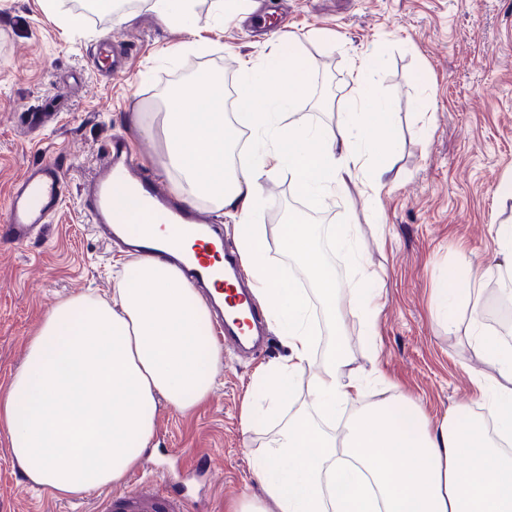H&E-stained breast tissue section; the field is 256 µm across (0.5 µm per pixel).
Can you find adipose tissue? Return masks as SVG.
<instances>
[{
  "instance_id": "obj_1",
  "label": "adipose tissue",
  "mask_w": 512,
  "mask_h": 512,
  "mask_svg": "<svg viewBox=\"0 0 512 512\" xmlns=\"http://www.w3.org/2000/svg\"><path fill=\"white\" fill-rule=\"evenodd\" d=\"M168 29L191 30L197 0H148ZM298 39L284 35L276 54L240 68V112L224 111L222 74L204 70L161 96V112L135 109L139 134H161L164 171L188 204L209 205L238 218L243 268L253 293L275 323L285 358L257 374L258 394L269 411L306 382L315 414L289 417L257 469L261 494L232 502L227 512H512V351L489 342L482 329L483 276L465 264L448 273L463 284L441 316L449 333L468 336L485 365L479 381L490 391L497 439L457 409L428 419L414 403L388 394L350 415L335 431L337 414L358 399L369 380L357 373L344 345L316 372L308 367L315 336L307 296L268 265L267 237L259 216L262 185L288 175L295 194L319 207L325 194L361 184L376 209L393 168L388 106L370 89L372 57L354 64L355 86L336 126H305L291 116L311 94L312 69L294 54ZM260 149L236 162L241 130ZM361 254L347 225L317 233L292 224L286 251L305 267L324 309L360 313L374 333L379 297L369 274L349 296L323 261V244ZM207 303L181 272L159 258L124 265L111 301L82 295L50 309L27 347L24 365L0 394V425L11 456L32 488L67 497L123 482L148 449L159 403L186 414L213 389L220 350L204 338Z\"/></svg>"
}]
</instances>
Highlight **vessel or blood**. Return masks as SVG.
I'll list each match as a JSON object with an SVG mask.
<instances>
[{"mask_svg": "<svg viewBox=\"0 0 512 512\" xmlns=\"http://www.w3.org/2000/svg\"><path fill=\"white\" fill-rule=\"evenodd\" d=\"M133 189L144 201L143 221L158 220L180 225L185 236L194 238L193 251L182 250L174 240L143 237L133 244V252L147 255L165 252L185 272L195 288L208 298L214 309L212 323L216 336L225 344L242 346L244 337L260 336L266 324L252 304L241 258L235 249H216L215 227L198 210L183 208L157 179L138 165L125 140L110 139L93 176L82 193L81 210L89 223L97 225L109 243L123 241L125 222L113 207L120 193ZM62 171L53 161L30 166L13 184L0 213V238L13 244L39 234L63 203ZM189 493L173 494L161 489H135L104 496L106 512H188Z\"/></svg>", "mask_w": 512, "mask_h": 512, "instance_id": "vessel-or-blood-1", "label": "vessel or blood"}]
</instances>
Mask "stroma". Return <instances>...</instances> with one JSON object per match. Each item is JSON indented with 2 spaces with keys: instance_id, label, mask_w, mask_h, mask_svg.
Masks as SVG:
<instances>
[{
  "instance_id": "35a3bbf8",
  "label": "stroma",
  "mask_w": 512,
  "mask_h": 512,
  "mask_svg": "<svg viewBox=\"0 0 512 512\" xmlns=\"http://www.w3.org/2000/svg\"><path fill=\"white\" fill-rule=\"evenodd\" d=\"M258 3L251 20L266 26L254 32L242 21L212 26L211 0H199L192 34L164 28L143 0H131L123 25L91 16L87 34L73 35L45 18L39 0H0V206L28 167L45 159L61 167L65 191L62 210L40 236L22 245L0 242V390L23 365L46 311L82 294L111 298L114 274L129 259L78 213L81 184L110 137H124L146 171L163 178L159 141L143 139L127 123L133 108L154 103L161 90L204 67L237 77L242 60L275 47L281 27L300 36L296 50L312 66V97L296 114L301 123L342 119L360 55L378 58L374 87L389 105L392 183L376 211L367 210L358 185L326 199L320 210L324 224L354 225L381 294L375 336H366L358 313L343 315L353 368L378 369L399 398L436 421L482 406L475 376L483 365L465 336L449 335L436 290L451 268L481 269L483 327L512 348V325L501 331L493 324L512 275L491 260L493 225L512 221V198L498 192L512 178V0ZM194 35L206 51L168 57ZM116 40L128 55L117 79L97 60L99 48ZM327 84L335 107L326 113L313 100ZM264 196L267 260L296 280L295 261L282 246V216L309 205L285 176L266 183ZM284 353L272 327L251 352L226 347L204 404L188 415L159 409L153 448L122 490L178 486L205 464L210 484L201 512H226L230 501L257 494L256 464L279 424L244 432L243 402L256 372ZM97 505L87 494L59 498L30 490L0 430V512H98Z\"/></svg>"
}]
</instances>
